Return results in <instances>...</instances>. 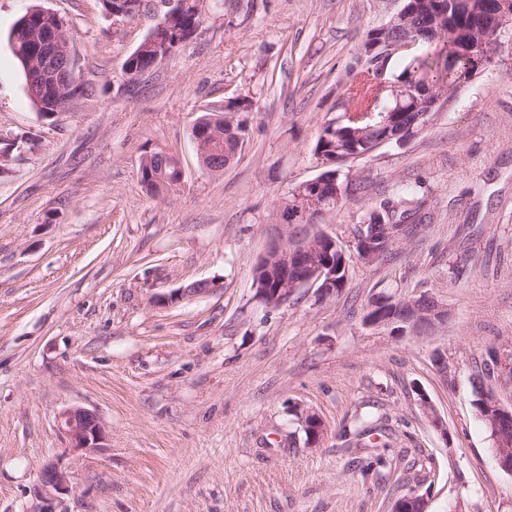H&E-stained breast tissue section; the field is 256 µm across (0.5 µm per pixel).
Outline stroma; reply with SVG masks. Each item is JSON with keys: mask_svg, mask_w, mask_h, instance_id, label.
<instances>
[{"mask_svg": "<svg viewBox=\"0 0 512 512\" xmlns=\"http://www.w3.org/2000/svg\"><path fill=\"white\" fill-rule=\"evenodd\" d=\"M62 17L94 96L57 121L30 104L8 35L32 6ZM402 0H213L197 32L135 85L121 70L167 10L133 19L102 0H0V512H512V475L472 405L488 349L512 342V39L401 142L341 166L361 191L302 225L348 258L335 297L299 289L268 308L252 271L290 229L288 191L316 177L313 146L337 116L367 32ZM241 152L213 175L191 129L234 99ZM27 136L33 148H13ZM179 159L161 195L141 156ZM421 231L364 264L355 232L380 201ZM215 293L161 307L193 281ZM435 297L432 335L365 326L373 297ZM448 369L440 371L435 361ZM81 406L107 428L75 451L58 415ZM324 424L309 441L295 408ZM378 419L384 461L359 463L344 431ZM70 475L45 487V468ZM160 152H145L142 156L139 166V178L141 184L148 192L159 195V185L155 182L156 175L160 174L164 168L165 175L168 177L167 191L181 181L180 164L174 156H170L164 162L160 158Z\"/></svg>", "mask_w": 512, "mask_h": 512, "instance_id": "1", "label": "stroma"}]
</instances>
